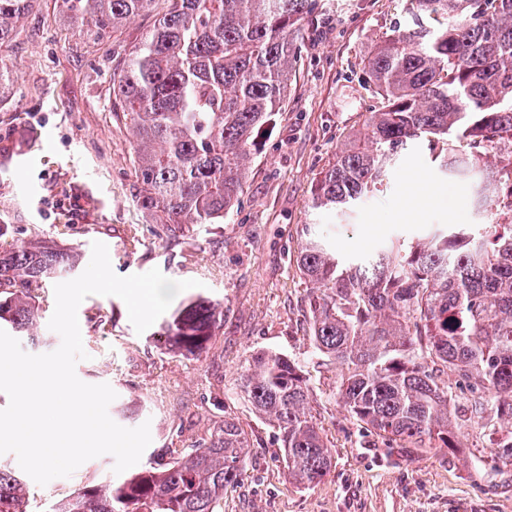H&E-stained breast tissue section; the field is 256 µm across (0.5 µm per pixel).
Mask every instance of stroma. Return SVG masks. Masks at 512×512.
<instances>
[{
	"label": "stroma",
	"mask_w": 512,
	"mask_h": 512,
	"mask_svg": "<svg viewBox=\"0 0 512 512\" xmlns=\"http://www.w3.org/2000/svg\"><path fill=\"white\" fill-rule=\"evenodd\" d=\"M166 8L167 0H156L151 12L94 41L75 33L56 0H34L17 40L0 50L8 73L0 85V142L20 127L42 132L34 167L0 172V224L22 230L24 240L72 249L85 265L93 242L105 243L122 277L157 268L172 280L201 282V289L179 293L173 308L199 294L224 302L208 349L181 357L136 333L119 297H86L77 316L87 357L77 362V377L111 386L108 414L118 425L149 424L143 468L166 449L198 444L224 418L239 423L250 453L224 492V512H512V462L500 459L493 413L476 411L478 395L457 398L462 452L389 454L343 408L335 393L340 367L319 363L309 338V285L296 267L306 225H322L337 251L358 255L395 236L512 220L480 207L478 178L441 172L422 143L399 150L382 185L346 219L313 208L319 173L378 107L365 88L364 58L375 40L408 23L407 0H316L302 23L286 108L260 139L238 208L224 223L187 224L174 233L160 231L134 202V133L111 81ZM416 173L432 194L411 211ZM261 350L288 355L307 378L332 457L319 483L292 481L276 429L238 390L246 358ZM114 464L105 454L69 477L29 482L28 512H45L51 499L112 478Z\"/></svg>",
	"instance_id": "stroma-1"
}]
</instances>
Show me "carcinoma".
Listing matches in <instances>:
<instances>
[{"label": "carcinoma", "instance_id": "obj_1", "mask_svg": "<svg viewBox=\"0 0 512 512\" xmlns=\"http://www.w3.org/2000/svg\"><path fill=\"white\" fill-rule=\"evenodd\" d=\"M32 0H0V48L18 36ZM78 34L98 37L154 0H58ZM412 25L372 45L365 82L379 99L317 178V209L344 213L387 176L394 152L427 142L430 160L494 189L485 205L512 212L487 147L512 154V0H408ZM311 0H169V9L113 75L112 93L136 131L134 201L164 229L222 224L240 202L247 161L284 107L302 21ZM0 225V329L31 333L43 307L35 291L68 275L78 256L47 242L7 240ZM312 284L314 354L340 367L336 394L350 416L386 447L463 448L453 376L492 393L502 424L497 447L512 457V224L438 228L415 240L347 256L316 230L296 259ZM224 302L197 297L151 334L176 356L206 349ZM239 389L279 434L288 473L320 482L331 456L313 419L297 362L259 351ZM168 462L105 484H87L47 512H222L224 488L249 455L230 418ZM27 484L0 464V512H26Z\"/></svg>", "mask_w": 512, "mask_h": 512}]
</instances>
